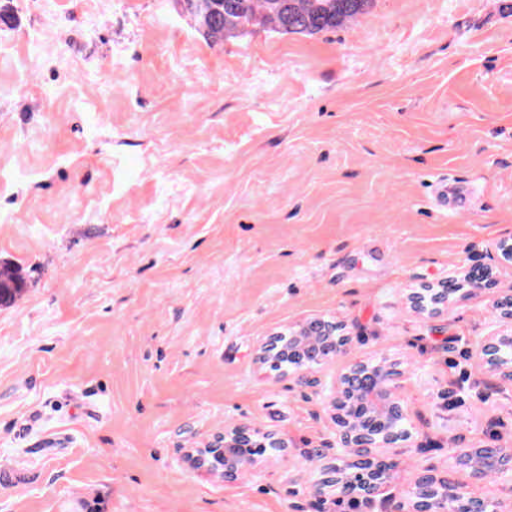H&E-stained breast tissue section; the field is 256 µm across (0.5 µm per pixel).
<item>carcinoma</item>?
Returning <instances> with one entry per match:
<instances>
[{"instance_id": "cac0c4a2", "label": "carcinoma", "mask_w": 512, "mask_h": 512, "mask_svg": "<svg viewBox=\"0 0 512 512\" xmlns=\"http://www.w3.org/2000/svg\"><path fill=\"white\" fill-rule=\"evenodd\" d=\"M213 40L224 34L261 24L281 33H319L336 28L362 14L371 0H180ZM24 290L22 277L8 266L0 267V304H10Z\"/></svg>"}]
</instances>
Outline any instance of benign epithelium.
Returning <instances> with one entry per match:
<instances>
[{"label":"benign epithelium","mask_w":512,"mask_h":512,"mask_svg":"<svg viewBox=\"0 0 512 512\" xmlns=\"http://www.w3.org/2000/svg\"><path fill=\"white\" fill-rule=\"evenodd\" d=\"M487 277L474 278L460 269L448 273V280L439 287L424 285L408 295L413 308L420 312L440 313L448 308V284L455 283L464 293L483 290ZM501 325L495 326L489 336L475 347L476 356L487 369L499 377L512 380V295L492 303ZM343 326L320 318H310L289 328L288 344L270 339L259 344L256 359L259 363H277L289 356L295 363L289 365L291 374L301 383L315 384L312 371L329 357L335 358L347 351L348 338L341 334ZM398 376L390 364H350L336 382L330 398L332 418L336 423V462L323 465L322 477L313 486L316 496L334 494L361 500L373 508L376 496L392 479L394 463L377 454L380 448H391L404 434L397 425L406 419V411L398 394L395 379ZM264 448H282L283 443L270 433H260L244 426L224 429V436L201 448L187 450V458L197 468L232 479L258 463L255 442ZM475 482L494 477L512 488V448L484 445L467 448L457 456ZM471 497L464 485L456 484L446 476L426 471L417 476L408 492L400 496L395 512H443L442 505L449 500Z\"/></svg>","instance_id":"7a95c632"}]
</instances>
